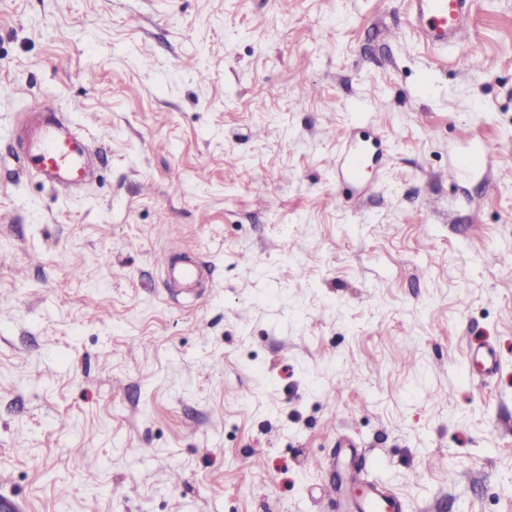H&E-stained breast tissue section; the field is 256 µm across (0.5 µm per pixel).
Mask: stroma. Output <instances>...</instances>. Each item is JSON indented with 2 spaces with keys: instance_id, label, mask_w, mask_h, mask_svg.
Here are the masks:
<instances>
[{
  "instance_id": "35a3bbf8",
  "label": "stroma",
  "mask_w": 512,
  "mask_h": 512,
  "mask_svg": "<svg viewBox=\"0 0 512 512\" xmlns=\"http://www.w3.org/2000/svg\"><path fill=\"white\" fill-rule=\"evenodd\" d=\"M471 29L463 68L406 0H0V512H342L347 443L407 512H512V0ZM40 105L86 188L26 169ZM30 113L18 142L29 171L54 188L84 183L92 164L93 141L70 121L51 114L46 122ZM367 150L363 144L348 148L342 156L340 174L344 181H355L364 168ZM499 367V359L492 345H485L469 351L463 363V371L469 378L494 374Z\"/></svg>"
}]
</instances>
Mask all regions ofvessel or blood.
<instances>
[{"label":"vessel or blood","instance_id":"b4317fda","mask_svg":"<svg viewBox=\"0 0 512 512\" xmlns=\"http://www.w3.org/2000/svg\"><path fill=\"white\" fill-rule=\"evenodd\" d=\"M411 23L428 47L445 49L467 42L473 0H408ZM29 171L44 183L64 188L84 183L92 164L93 141L70 121L58 115L40 120L29 115L24 134L18 139ZM367 150L358 144L342 156L340 173L355 181L364 168ZM499 367L497 352L486 345L469 351L463 363L465 375L477 378L494 374ZM346 512H402L401 501L386 485L364 480L357 497L348 499Z\"/></svg>","mask_w":512,"mask_h":512}]
</instances>
